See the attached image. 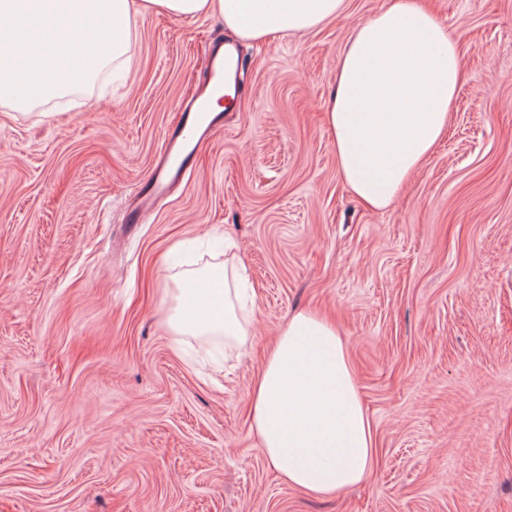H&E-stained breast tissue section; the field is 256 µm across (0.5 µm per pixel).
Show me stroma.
<instances>
[{
	"instance_id": "35a3bbf8",
	"label": "stroma",
	"mask_w": 512,
	"mask_h": 512,
	"mask_svg": "<svg viewBox=\"0 0 512 512\" xmlns=\"http://www.w3.org/2000/svg\"><path fill=\"white\" fill-rule=\"evenodd\" d=\"M385 2L242 47L223 126L134 229L223 22L145 17L130 70L0 111V512H512V0H427L464 82L446 138L373 211L319 102ZM226 240L260 293L252 336L173 335L174 276ZM305 309L339 326L376 445L331 498L279 479L249 435L265 349Z\"/></svg>"
}]
</instances>
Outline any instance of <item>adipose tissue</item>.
<instances>
[{
  "instance_id": "1",
  "label": "adipose tissue",
  "mask_w": 512,
  "mask_h": 512,
  "mask_svg": "<svg viewBox=\"0 0 512 512\" xmlns=\"http://www.w3.org/2000/svg\"><path fill=\"white\" fill-rule=\"evenodd\" d=\"M346 0H0V107L28 114L130 68L143 17L215 18L270 45L344 13ZM459 49L425 0H387L352 30L320 110L345 184L389 207L447 134L462 85ZM178 336L246 343L257 300L244 264H216L171 292ZM250 431L289 485L342 494L369 475L372 426L335 321L300 312L281 326L250 389Z\"/></svg>"
}]
</instances>
